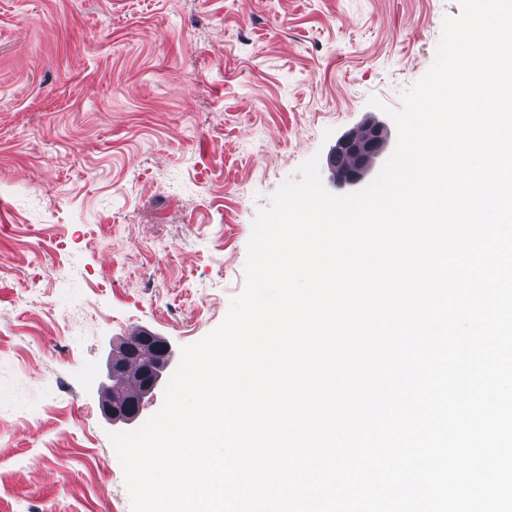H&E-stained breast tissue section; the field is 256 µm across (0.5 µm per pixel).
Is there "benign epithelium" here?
<instances>
[{
    "mask_svg": "<svg viewBox=\"0 0 512 512\" xmlns=\"http://www.w3.org/2000/svg\"><path fill=\"white\" fill-rule=\"evenodd\" d=\"M386 142L387 130L376 122L367 123L360 137L353 132L341 138L332 158L336 185L354 186L362 181L369 159L379 155ZM170 357L168 342L146 329L114 345L107 363L109 383L101 385L102 409L109 421L130 424L140 416L144 398L156 389ZM122 380L139 389L126 395L112 392V383Z\"/></svg>",
    "mask_w": 512,
    "mask_h": 512,
    "instance_id": "benign-epithelium-1",
    "label": "benign epithelium"
}]
</instances>
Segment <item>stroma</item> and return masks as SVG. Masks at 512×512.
I'll use <instances>...</instances> for the list:
<instances>
[{
    "mask_svg": "<svg viewBox=\"0 0 512 512\" xmlns=\"http://www.w3.org/2000/svg\"><path fill=\"white\" fill-rule=\"evenodd\" d=\"M456 0H0V512H132L100 384L245 287L252 221L435 60ZM380 106H373L371 98Z\"/></svg>",
    "mask_w": 512,
    "mask_h": 512,
    "instance_id": "obj_1",
    "label": "stroma"
}]
</instances>
